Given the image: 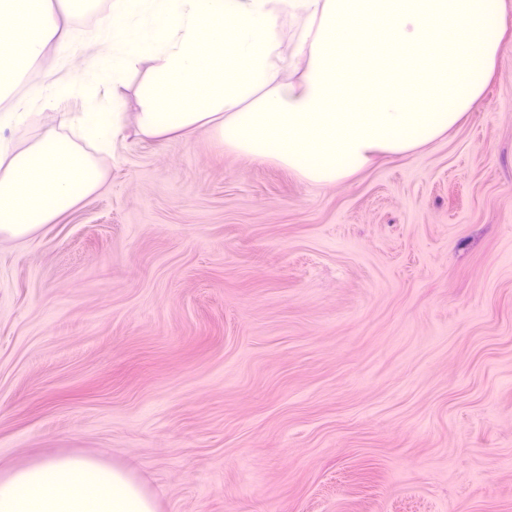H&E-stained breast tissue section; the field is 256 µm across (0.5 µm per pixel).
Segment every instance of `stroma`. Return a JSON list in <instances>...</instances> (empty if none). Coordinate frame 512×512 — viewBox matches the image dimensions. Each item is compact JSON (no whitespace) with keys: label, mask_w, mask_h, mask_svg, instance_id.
Masks as SVG:
<instances>
[{"label":"stroma","mask_w":512,"mask_h":512,"mask_svg":"<svg viewBox=\"0 0 512 512\" xmlns=\"http://www.w3.org/2000/svg\"><path fill=\"white\" fill-rule=\"evenodd\" d=\"M0 234V468L133 466L159 512H512V29L448 135L319 187L128 125Z\"/></svg>","instance_id":"1"}]
</instances>
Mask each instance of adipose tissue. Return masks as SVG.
Returning <instances> with one entry per match:
<instances>
[{"mask_svg": "<svg viewBox=\"0 0 512 512\" xmlns=\"http://www.w3.org/2000/svg\"><path fill=\"white\" fill-rule=\"evenodd\" d=\"M59 29L44 0H0V233L28 235L93 194L103 173L64 135L77 127L96 152L127 120L163 142L205 128L228 151L288 167L329 186L373 153L402 155L448 133L481 101L512 17L505 0H62ZM124 30L110 29L112 17ZM85 74L50 71L26 93L16 47L46 41ZM109 69H100L103 59ZM138 77L135 116L125 89ZM82 101V112L66 104ZM53 105L57 124L31 146L16 127ZM0 512H158L131 468L84 453L0 470Z\"/></svg>", "mask_w": 512, "mask_h": 512, "instance_id": "ef3b65f1", "label": "adipose tissue"}]
</instances>
